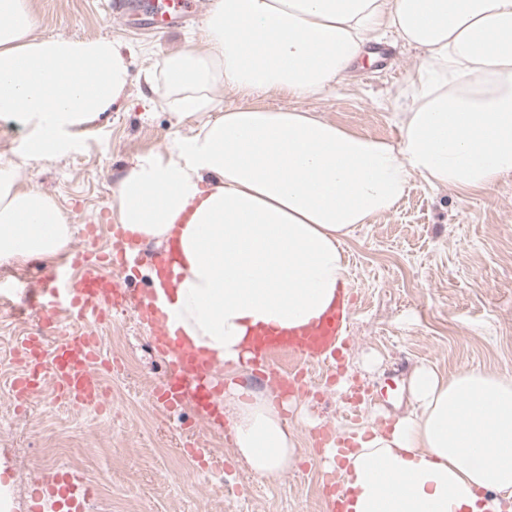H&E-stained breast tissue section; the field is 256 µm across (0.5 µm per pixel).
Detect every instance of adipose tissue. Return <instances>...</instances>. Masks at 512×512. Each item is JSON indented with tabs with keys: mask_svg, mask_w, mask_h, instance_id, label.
Wrapping results in <instances>:
<instances>
[{
	"mask_svg": "<svg viewBox=\"0 0 512 512\" xmlns=\"http://www.w3.org/2000/svg\"><path fill=\"white\" fill-rule=\"evenodd\" d=\"M0 16V118L23 122L26 157L41 160L124 99L129 61L107 38L34 36L30 0H0ZM389 30L420 52L393 95L396 138L295 107L220 105L223 89L332 95ZM145 80L197 124L133 159L112 210L178 250L175 328L233 375L251 327L327 309L346 281L344 238L391 211L411 178L481 191L512 175V0H213L198 41ZM73 235L51 197L0 164L1 266L59 257ZM408 390L410 411L344 454L347 512H512V377L422 366ZM239 391L221 395L234 444L255 475L276 478L297 454L288 420Z\"/></svg>",
	"mask_w": 512,
	"mask_h": 512,
	"instance_id": "1",
	"label": "adipose tissue"
}]
</instances>
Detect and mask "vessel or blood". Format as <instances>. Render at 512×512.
Instances as JSON below:
<instances>
[{
    "instance_id": "vessel-or-blood-1",
    "label": "vessel or blood",
    "mask_w": 512,
    "mask_h": 512,
    "mask_svg": "<svg viewBox=\"0 0 512 512\" xmlns=\"http://www.w3.org/2000/svg\"><path fill=\"white\" fill-rule=\"evenodd\" d=\"M197 7V0H115L112 9L124 19L148 15L156 29L165 33L194 15ZM129 261L122 249L98 253L85 247L46 272L37 291L40 309L50 316L65 314L77 327L52 339L40 333L22 338L14 352L21 367L13 382L16 399L25 403L47 394L61 404L104 410L105 391L96 369L105 358L96 330L113 310L121 309L151 329L152 346L169 365L165 379L149 394L154 407L174 415L191 404L209 425L223 426L224 415L214 402L223 387L222 378L213 364L181 349L173 339L174 319L160 303L156 288L135 293L112 277L111 268H124ZM350 314V299L340 292L318 319L288 330H255L249 360L254 378L268 381L278 398L307 392L309 367L332 366L341 360L349 345ZM183 451L201 468H224L223 461L198 440L186 441ZM95 494L94 484L82 474L57 467L38 481L28 512H87Z\"/></svg>"
}]
</instances>
